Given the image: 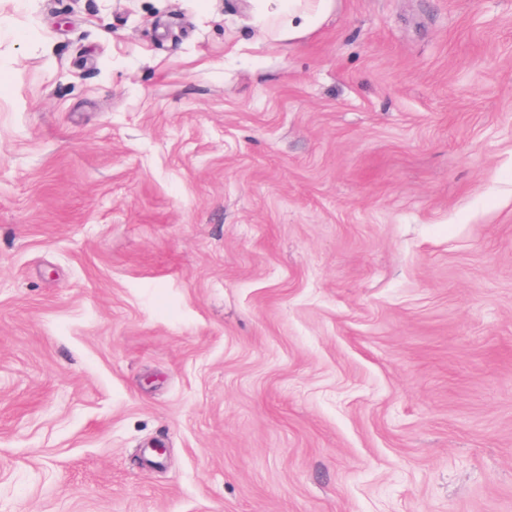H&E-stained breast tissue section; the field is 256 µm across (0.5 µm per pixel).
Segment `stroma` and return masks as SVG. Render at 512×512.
<instances>
[{
	"mask_svg": "<svg viewBox=\"0 0 512 512\" xmlns=\"http://www.w3.org/2000/svg\"><path fill=\"white\" fill-rule=\"evenodd\" d=\"M0 512H512V0H0ZM260 4V10L265 16L285 17L288 37L305 31L314 25L324 15L328 0H255Z\"/></svg>",
	"mask_w": 512,
	"mask_h": 512,
	"instance_id": "1",
	"label": "stroma"
}]
</instances>
